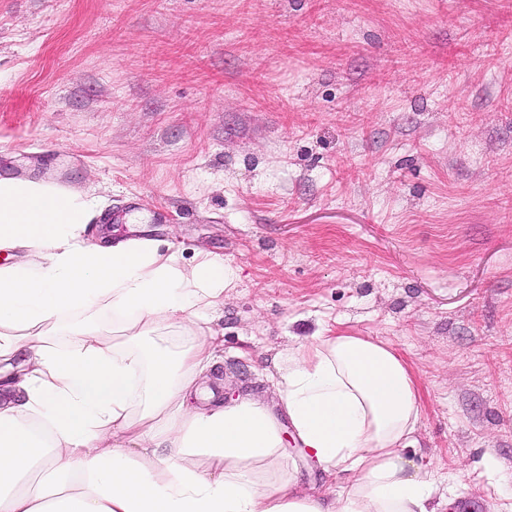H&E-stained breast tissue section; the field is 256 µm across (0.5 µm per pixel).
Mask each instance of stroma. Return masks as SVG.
I'll list each match as a JSON object with an SVG mask.
<instances>
[{"instance_id": "stroma-1", "label": "stroma", "mask_w": 512, "mask_h": 512, "mask_svg": "<svg viewBox=\"0 0 512 512\" xmlns=\"http://www.w3.org/2000/svg\"><path fill=\"white\" fill-rule=\"evenodd\" d=\"M0 177L237 267L224 400L278 409V354L328 331L390 345L432 508L512 512V0H0Z\"/></svg>"}]
</instances>
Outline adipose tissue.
I'll list each match as a JSON object with an SVG mask.
<instances>
[{
  "instance_id": "1",
  "label": "adipose tissue",
  "mask_w": 512,
  "mask_h": 512,
  "mask_svg": "<svg viewBox=\"0 0 512 512\" xmlns=\"http://www.w3.org/2000/svg\"><path fill=\"white\" fill-rule=\"evenodd\" d=\"M97 198L0 178V512H430L434 481L400 455L417 384L389 345L338 332L281 355L275 386L337 499L298 490L257 399L202 396L221 346L210 314L238 274L185 268L147 238L88 242ZM112 311V331L69 325Z\"/></svg>"
}]
</instances>
